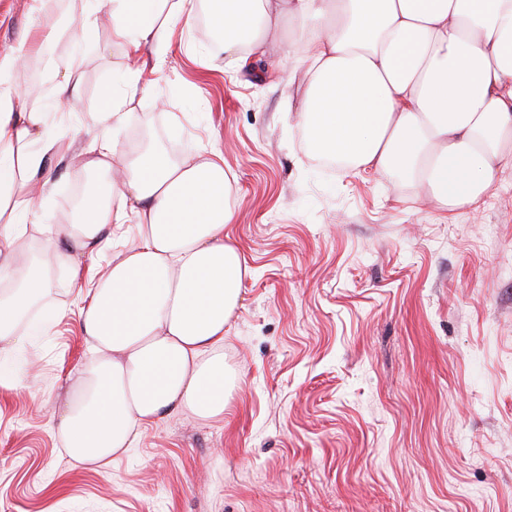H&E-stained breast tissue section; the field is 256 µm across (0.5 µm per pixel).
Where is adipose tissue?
<instances>
[{
	"label": "adipose tissue",
	"instance_id": "adipose-tissue-1",
	"mask_svg": "<svg viewBox=\"0 0 512 512\" xmlns=\"http://www.w3.org/2000/svg\"><path fill=\"white\" fill-rule=\"evenodd\" d=\"M107 2L112 38L133 58L163 50L173 21L193 24L202 3L215 47L237 61L295 23L297 118L311 153L398 171L440 212L478 207L512 168V0ZM53 38L36 28L0 55V353L63 317L35 309L54 290L53 270L83 279L78 329L94 358L74 376L56 433L72 459L105 467L172 414L223 420L224 327L241 304L246 265L224 234L234 211L219 157L175 158L119 139L132 122L126 101L140 90L136 66L113 88L82 159L105 194L89 193L71 223H49L37 204L54 190L47 161L69 145L15 76ZM34 229L47 249L38 266L19 265ZM89 249L106 266L83 268Z\"/></svg>",
	"mask_w": 512,
	"mask_h": 512
}]
</instances>
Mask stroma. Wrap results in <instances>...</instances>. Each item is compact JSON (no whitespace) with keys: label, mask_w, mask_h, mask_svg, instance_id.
Instances as JSON below:
<instances>
[{"label":"stroma","mask_w":512,"mask_h":512,"mask_svg":"<svg viewBox=\"0 0 512 512\" xmlns=\"http://www.w3.org/2000/svg\"><path fill=\"white\" fill-rule=\"evenodd\" d=\"M0 0V54L33 24L57 27L54 0ZM281 28L250 66L212 49L208 26L174 24L162 71L129 104L136 127L179 156L221 153L229 227L248 272L224 334L235 374L224 419L177 414L148 427L106 468L73 463L51 417L89 359L77 285L59 274L67 315L0 370V512H512V170L478 208L412 205L393 172L337 169L309 155L287 98L301 72ZM53 99L80 78L79 113L56 111L72 153L87 150L104 89L128 64L112 22L60 41ZM43 206L69 223L86 173L52 160Z\"/></svg>","instance_id":"obj_1"}]
</instances>
